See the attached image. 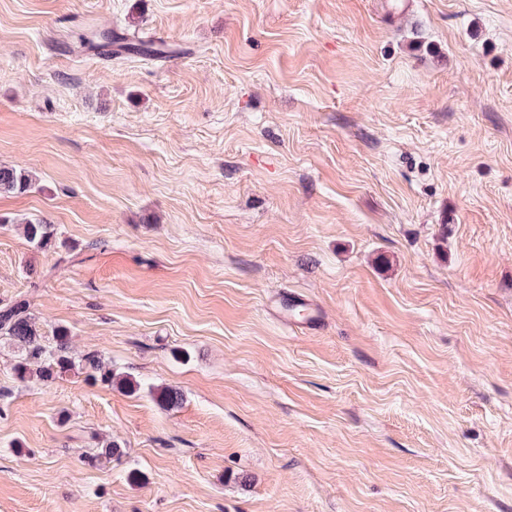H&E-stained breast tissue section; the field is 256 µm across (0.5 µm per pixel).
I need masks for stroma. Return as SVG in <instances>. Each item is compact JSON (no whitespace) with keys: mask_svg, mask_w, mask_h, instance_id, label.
Segmentation results:
<instances>
[{"mask_svg":"<svg viewBox=\"0 0 512 512\" xmlns=\"http://www.w3.org/2000/svg\"><path fill=\"white\" fill-rule=\"evenodd\" d=\"M1 162L0 512H512V0H0ZM32 186V178L16 167L0 164V192L25 193ZM20 224H24L23 233L29 242L43 248L51 246L54 233L50 224H44L40 220H25ZM0 335L8 336L14 344L26 351V362L17 366L23 376L32 364L37 366L39 375L47 381L74 366L66 330L59 329L56 332L52 346L43 344L39 327L30 315L26 302L0 306ZM85 367H88L94 373H100V377L105 382L116 383L120 388H129L130 390L134 387L135 383L132 379H127L121 376L112 374V371L103 370L101 359L96 354L86 355L83 358Z\"/></svg>","mask_w":512,"mask_h":512,"instance_id":"obj_1","label":"stroma"}]
</instances>
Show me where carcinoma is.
I'll list each match as a JSON object with an SVG mask.
<instances>
[{"label": "carcinoma", "mask_w": 512, "mask_h": 512, "mask_svg": "<svg viewBox=\"0 0 512 512\" xmlns=\"http://www.w3.org/2000/svg\"><path fill=\"white\" fill-rule=\"evenodd\" d=\"M120 49L129 54L146 57L158 58L171 54V51L162 46L153 47L125 41L120 45ZM31 186L32 178L24 171L7 164H0V192L22 194ZM23 233L30 242L43 248L50 246L54 237L51 225L44 224L40 220L23 221ZM0 335L9 337L14 344L26 351L25 362L17 366L18 372L22 375L30 370V366L35 365L39 375L48 381L74 366L66 330L60 329L56 332L53 345L44 344L39 327L30 315L29 306L25 302L0 306ZM83 361L92 372L100 374L102 380L113 382L122 388L134 387L133 380L117 377L112 374V371L104 370L98 355H86Z\"/></svg>", "instance_id": "obj_1"}]
</instances>
